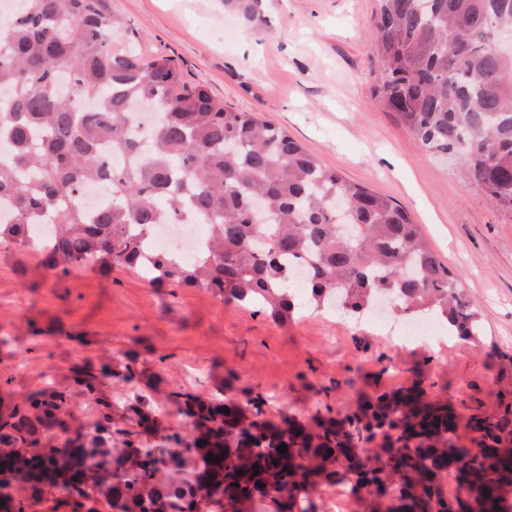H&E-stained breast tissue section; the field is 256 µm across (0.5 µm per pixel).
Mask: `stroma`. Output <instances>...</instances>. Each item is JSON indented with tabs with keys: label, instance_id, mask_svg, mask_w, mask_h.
Here are the masks:
<instances>
[{
	"label": "stroma",
	"instance_id": "obj_1",
	"mask_svg": "<svg viewBox=\"0 0 512 512\" xmlns=\"http://www.w3.org/2000/svg\"><path fill=\"white\" fill-rule=\"evenodd\" d=\"M268 31L253 33L224 0H112L146 51L176 60L187 80L204 84L237 112L285 128L322 163L403 206L429 246L461 277L480 310L486 338L436 342L387 340L374 326L343 328L337 345L315 317L278 324L201 288L177 296L135 272H93L49 281L35 252L0 249V360L41 357L17 375V392L36 375L102 351L119 355L140 337L168 357L169 378L209 393L225 369L294 408H313L315 390L342 382L340 400L365 388L384 352L409 383L424 358L448 394L489 399L495 371L490 345L512 353V212L492 207L456 159L423 151L376 98L377 50L370 39L376 0H262ZM42 335L31 341L28 323ZM86 334L89 344L71 342Z\"/></svg>",
	"mask_w": 512,
	"mask_h": 512
}]
</instances>
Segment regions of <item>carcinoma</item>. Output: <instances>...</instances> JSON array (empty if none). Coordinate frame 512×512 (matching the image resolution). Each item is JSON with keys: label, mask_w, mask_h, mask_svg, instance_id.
<instances>
[{"label": "carcinoma", "mask_w": 512, "mask_h": 512, "mask_svg": "<svg viewBox=\"0 0 512 512\" xmlns=\"http://www.w3.org/2000/svg\"><path fill=\"white\" fill-rule=\"evenodd\" d=\"M226 2L264 31L261 0ZM377 3L376 97L424 151L457 156L493 206L512 210V52L495 47L512 30V0ZM143 101L158 115L146 150L132 112ZM2 138L13 149L0 158V196L14 220L0 221V245L36 251L24 225H56L40 263L60 281L78 264L141 271L143 237L186 208L213 226L207 251L193 262L156 254L146 274L174 298L204 288L284 323L301 304L360 313L383 295L460 340L484 337L460 276L405 208L145 54L111 0H20L0 27ZM104 143L128 163L112 167ZM94 180L110 184L112 203L90 214L77 197ZM489 356V406L444 394L428 357L410 383H377L340 406L331 379L305 414L236 387L232 370L208 394L173 383L169 354L105 351L8 403L15 378L0 374V512H319L328 488L352 494L358 512H512V353ZM453 459L469 487L448 480Z\"/></svg>", "instance_id": "obj_1"}]
</instances>
